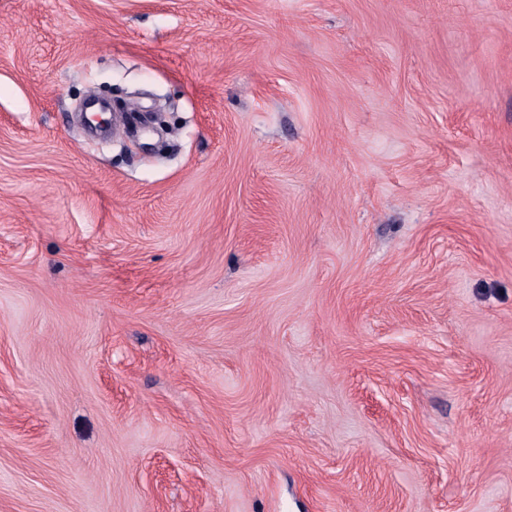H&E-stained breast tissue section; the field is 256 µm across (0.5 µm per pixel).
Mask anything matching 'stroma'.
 <instances>
[{
  "label": "stroma",
  "instance_id": "1",
  "mask_svg": "<svg viewBox=\"0 0 512 512\" xmlns=\"http://www.w3.org/2000/svg\"><path fill=\"white\" fill-rule=\"evenodd\" d=\"M0 512H512V0H0Z\"/></svg>",
  "mask_w": 512,
  "mask_h": 512
}]
</instances>
